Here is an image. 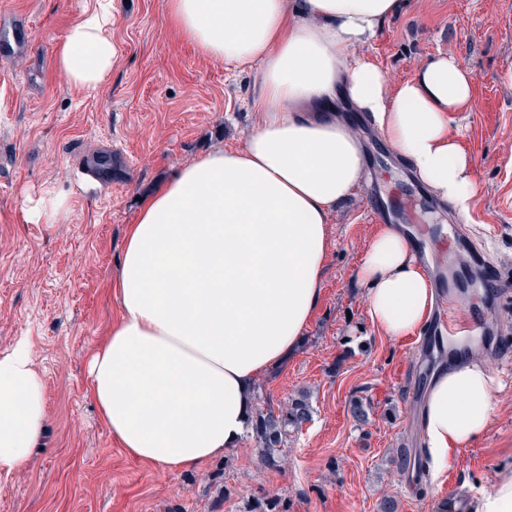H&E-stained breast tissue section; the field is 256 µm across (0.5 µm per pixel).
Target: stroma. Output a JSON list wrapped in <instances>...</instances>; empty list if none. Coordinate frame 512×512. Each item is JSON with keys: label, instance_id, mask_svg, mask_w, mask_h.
I'll list each match as a JSON object with an SVG mask.
<instances>
[{"label": "stroma", "instance_id": "35a3bbf8", "mask_svg": "<svg viewBox=\"0 0 512 512\" xmlns=\"http://www.w3.org/2000/svg\"><path fill=\"white\" fill-rule=\"evenodd\" d=\"M97 0H0V34L21 42L0 52V349L28 337L46 382L48 424L27 467L0 476V512H254L274 499L281 512H376L386 494L400 512H440L447 491L489 489L512 468V0H405L401 12L359 51L389 88L429 56L457 57L475 78L474 101L449 115L474 159L479 192L468 218L437 203L408 162L362 113L336 103L365 157L385 155L381 191L417 190L431 263L448 256L450 225L461 227L460 259L481 255L503 285L497 303L473 289L457 309L490 308L494 348L487 367L501 382L481 438L457 448L446 472L416 485L392 463L396 450L425 445L429 384L447 350L423 334L382 337L356 281L359 259L379 226L364 190L337 206L323 292L303 340L281 366L258 375L256 408L307 392L312 419L289 434L280 464L265 466L253 434L194 468L169 473L130 460L86 394V357L118 318L111 290L138 199L208 150L240 146L254 123L256 68L212 61L170 23L166 0H112L116 62L95 88L74 86L56 49ZM112 150L124 170L105 184L82 170L83 154ZM53 189L70 202L61 224L26 221L27 200ZM367 405V423L351 399Z\"/></svg>", "mask_w": 512, "mask_h": 512}]
</instances>
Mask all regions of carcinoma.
<instances>
[{
  "label": "carcinoma",
  "mask_w": 512,
  "mask_h": 512,
  "mask_svg": "<svg viewBox=\"0 0 512 512\" xmlns=\"http://www.w3.org/2000/svg\"><path fill=\"white\" fill-rule=\"evenodd\" d=\"M84 170L99 180L110 183L120 174V167L109 150L97 149L85 155ZM312 419L308 397L298 395L277 409L271 407L255 411L252 429L256 442L262 448L267 464L276 465L275 452L283 445L291 431H299ZM393 458L396 470L417 482L427 478L422 452L418 448H398Z\"/></svg>",
  "instance_id": "cac0c4a2"
}]
</instances>
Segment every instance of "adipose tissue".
Listing matches in <instances>:
<instances>
[{
  "instance_id": "1",
  "label": "adipose tissue",
  "mask_w": 512,
  "mask_h": 512,
  "mask_svg": "<svg viewBox=\"0 0 512 512\" xmlns=\"http://www.w3.org/2000/svg\"><path fill=\"white\" fill-rule=\"evenodd\" d=\"M402 0H168L172 23L207 58L258 64L254 131L215 148L142 199L113 284L119 316L87 362V392L125 454L177 473L224 455L251 425L257 375L299 344L323 291L336 205L365 179L341 99L369 116L437 200L468 216L473 158L449 113L468 110L472 73L428 58L396 90L354 47L375 39ZM105 4L73 24L57 62L74 86L99 85L116 49ZM369 319L408 339L435 294L407 234L387 225L356 269ZM500 383L471 350L438 371L424 412L436 470L486 433ZM28 338L0 351V474L25 467L48 412Z\"/></svg>"
}]
</instances>
